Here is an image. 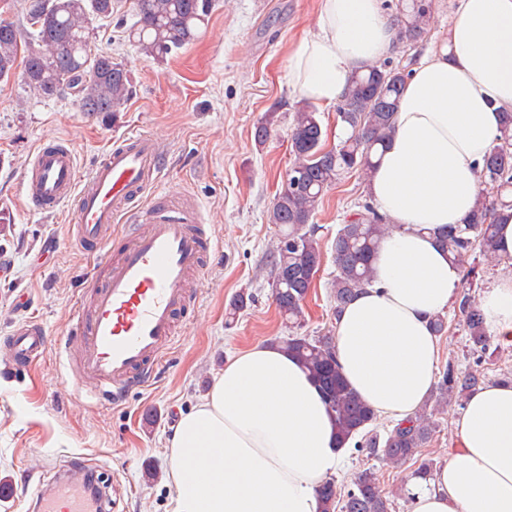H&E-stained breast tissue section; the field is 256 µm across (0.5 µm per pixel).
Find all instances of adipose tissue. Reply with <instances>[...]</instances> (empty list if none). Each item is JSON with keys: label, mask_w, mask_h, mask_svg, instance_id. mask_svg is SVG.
Listing matches in <instances>:
<instances>
[{"label": "adipose tissue", "mask_w": 512, "mask_h": 512, "mask_svg": "<svg viewBox=\"0 0 512 512\" xmlns=\"http://www.w3.org/2000/svg\"><path fill=\"white\" fill-rule=\"evenodd\" d=\"M382 0H321L318 29L292 51L301 97L329 108L352 71L389 56ZM512 111V0H457L443 47L413 67L368 193L397 230L374 282L336 323V363L377 417L401 422L426 400L440 359L430 316L445 312L460 269L437 235L464 221L482 158ZM512 344V275L481 304ZM458 439L430 482L409 477L411 512H512V383L486 385L454 421ZM173 512H321L320 485L348 449L313 379L274 344L229 358L166 441Z\"/></svg>", "instance_id": "1"}]
</instances>
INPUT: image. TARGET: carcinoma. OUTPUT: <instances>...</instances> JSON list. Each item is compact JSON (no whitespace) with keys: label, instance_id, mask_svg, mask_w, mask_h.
Wrapping results in <instances>:
<instances>
[{"label":"carcinoma","instance_id":"cac0c4a2","mask_svg":"<svg viewBox=\"0 0 512 512\" xmlns=\"http://www.w3.org/2000/svg\"><path fill=\"white\" fill-rule=\"evenodd\" d=\"M212 5V0H135L137 21L128 28L127 37L143 56L163 59L197 37L208 24ZM112 9V0H30L31 37H25L15 23L0 20V81L13 77L21 64L24 84L43 98L69 90L85 112L120 111L131 97L128 69L91 42L90 25L112 17ZM430 21V0H399L392 18L398 44L416 45L427 34ZM407 79L405 70L389 62L354 71L336 106L344 134L328 151L314 106L304 102L294 112L289 136L293 162L288 173L298 174L299 184L296 188L283 185L279 202L268 211L269 223L279 228L271 251V294L291 328V334L278 338L277 344L297 358L318 383L335 419L339 443L351 444L366 458L394 466L413 461L418 464L414 474L427 481L434 460L423 454V448L436 433L438 416L485 385L483 370L460 371L448 363L426 403L383 438L370 428L375 413L336 365L334 330L319 335L302 332L307 297L322 265L318 227L311 219L326 191L348 174L371 176L374 159L393 131ZM480 175L489 189L483 191L464 223L448 225L442 235L448 254L459 264L476 249L487 257L495 255L497 218L502 211L512 210V112L502 113L501 135L487 149ZM389 230L370 201L345 216L333 243V316L372 282V261ZM252 302L253 295L237 294L225 311L226 321L234 320ZM455 308L472 351L483 357L490 348V335L479 303L463 291L456 297ZM319 496L323 512H387L372 467L356 473L341 493L335 479L326 480Z\"/></svg>","mask_w":512,"mask_h":512}]
</instances>
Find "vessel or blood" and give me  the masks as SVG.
Returning <instances> with one entry per match:
<instances>
[{
  "label": "vessel or blood",
  "instance_id": "b4317fda",
  "mask_svg": "<svg viewBox=\"0 0 512 512\" xmlns=\"http://www.w3.org/2000/svg\"><path fill=\"white\" fill-rule=\"evenodd\" d=\"M163 166L159 143L145 133L123 135L83 178L67 143L39 146L22 178L27 205L53 214L72 203V239L104 252L108 272L101 278L91 270L82 277V297L71 311L74 344L52 346L34 316L14 327L6 345L12 373L29 370L53 350L74 386L109 403L121 402L151 380L179 315L196 301L191 279L220 251L195 200L162 194L147 207L136 206ZM120 217L126 218L128 233L117 241L112 226ZM89 473L82 457H67L37 486L34 512H104L102 498L88 491Z\"/></svg>",
  "mask_w": 512,
  "mask_h": 512
}]
</instances>
